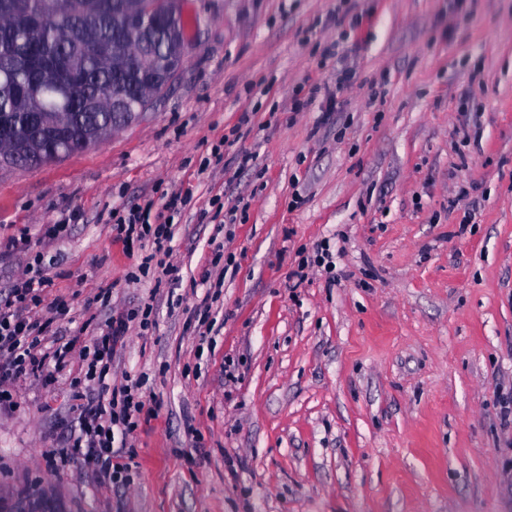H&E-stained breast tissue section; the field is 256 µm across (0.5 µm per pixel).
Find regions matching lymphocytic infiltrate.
<instances>
[{
    "mask_svg": "<svg viewBox=\"0 0 512 512\" xmlns=\"http://www.w3.org/2000/svg\"><path fill=\"white\" fill-rule=\"evenodd\" d=\"M186 202L185 196H169L163 205L165 215L160 219L153 218L154 202L150 199L127 214L115 215L114 240L127 247L136 242L150 247L137 267L139 274H148L153 268L165 277L174 274V266L164 257L170 252L174 219ZM51 284L43 268L32 267L13 284L6 299H0V413L15 407V383L33 377L44 386H52L73 357H80L87 386L81 394L78 425L70 432L67 448L44 450L42 459L46 469L55 471L63 458L81 456L104 482H124L123 466L112 461L114 443L137 429L146 399L139 383L111 390L106 379L117 345L132 325L143 329L151 326L152 309L147 306L138 313L113 317L106 332L97 338L87 340L77 334L63 341L57 337L53 324L56 318L68 314L69 304L62 297H46L45 290ZM44 304L52 311V318L33 319L32 310Z\"/></svg>",
    "mask_w": 512,
    "mask_h": 512,
    "instance_id": "1",
    "label": "lymphocytic infiltrate"
}]
</instances>
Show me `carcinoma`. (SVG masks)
Returning <instances> with one entry per match:
<instances>
[{
  "label": "carcinoma",
  "instance_id": "cac0c4a2",
  "mask_svg": "<svg viewBox=\"0 0 512 512\" xmlns=\"http://www.w3.org/2000/svg\"><path fill=\"white\" fill-rule=\"evenodd\" d=\"M162 4L156 0H0V164L16 166L45 163L57 157L43 150L36 152L35 143L42 138L31 120L34 103L19 94L27 84L26 50L39 44L46 60L64 52L82 63L79 79L70 86L75 95L87 94L97 100L111 97L112 86H124L131 114L112 111L103 104L92 112L70 113L71 137L87 141L85 148L96 145L92 135L108 130L117 122L132 118L137 98L144 92L149 77L142 74L143 58L159 53L162 45L140 42L132 35L130 22L145 15L155 16V27L165 30L169 19L162 17ZM127 41L123 62L100 56L99 48L107 43ZM50 84L43 91L42 111L54 112L67 97L55 88L62 81L59 75H49Z\"/></svg>",
  "mask_w": 512,
  "mask_h": 512
}]
</instances>
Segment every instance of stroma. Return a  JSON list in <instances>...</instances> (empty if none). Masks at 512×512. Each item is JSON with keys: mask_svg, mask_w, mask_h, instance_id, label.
Instances as JSON below:
<instances>
[{"mask_svg": "<svg viewBox=\"0 0 512 512\" xmlns=\"http://www.w3.org/2000/svg\"><path fill=\"white\" fill-rule=\"evenodd\" d=\"M178 6L182 62L138 119L0 165V240L31 237L0 295L40 253L61 336L154 307L112 360L151 400L128 485L41 463L76 357L0 415V512H512V0ZM175 192L179 277L133 280L110 213Z\"/></svg>", "mask_w": 512, "mask_h": 512, "instance_id": "obj_1", "label": "stroma"}]
</instances>
